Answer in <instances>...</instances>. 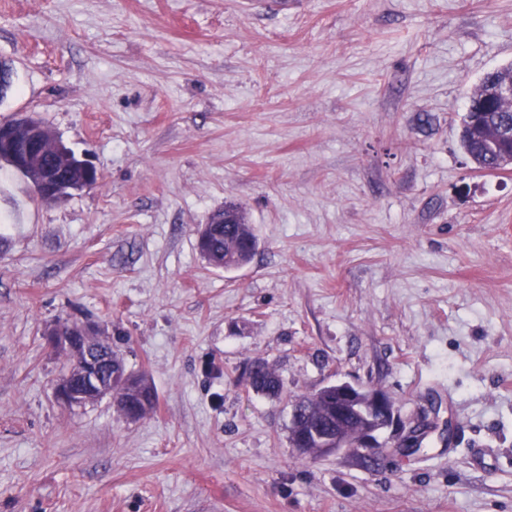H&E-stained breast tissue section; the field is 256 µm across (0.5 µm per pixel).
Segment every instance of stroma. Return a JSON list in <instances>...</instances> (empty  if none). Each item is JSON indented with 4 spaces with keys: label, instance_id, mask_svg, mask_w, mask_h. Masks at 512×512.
<instances>
[{
    "label": "stroma",
    "instance_id": "obj_1",
    "mask_svg": "<svg viewBox=\"0 0 512 512\" xmlns=\"http://www.w3.org/2000/svg\"><path fill=\"white\" fill-rule=\"evenodd\" d=\"M0 57V122L101 174L49 206L0 167V512H512V171L460 145L512 0H0ZM229 203L259 246L224 271L195 230ZM85 318L153 413L57 404L46 333ZM338 381L394 401L387 451L290 447ZM245 375L247 384L254 392L269 397L278 396L282 392V382L262 359L254 360L247 365Z\"/></svg>",
    "mask_w": 512,
    "mask_h": 512
}]
</instances>
